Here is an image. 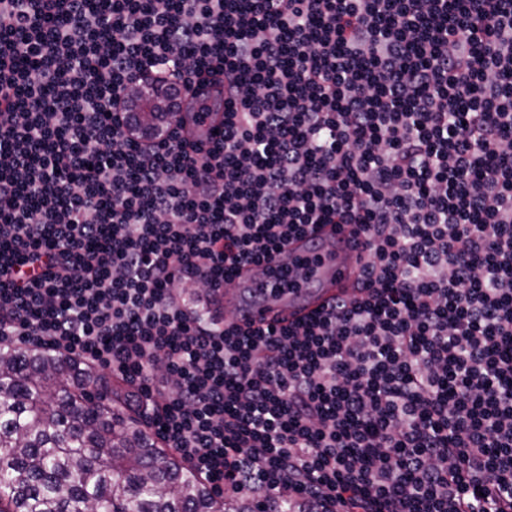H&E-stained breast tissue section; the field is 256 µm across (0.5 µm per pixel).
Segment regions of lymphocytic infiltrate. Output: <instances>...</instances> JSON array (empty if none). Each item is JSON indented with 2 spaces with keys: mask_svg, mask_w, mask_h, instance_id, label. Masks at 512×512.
<instances>
[{
  "mask_svg": "<svg viewBox=\"0 0 512 512\" xmlns=\"http://www.w3.org/2000/svg\"><path fill=\"white\" fill-rule=\"evenodd\" d=\"M151 72L224 88L221 135ZM324 224L354 296L218 298ZM108 370L216 489L512 512V0H0V343Z\"/></svg>",
  "mask_w": 512,
  "mask_h": 512,
  "instance_id": "lymphocytic-infiltrate-1",
  "label": "lymphocytic infiltrate"
}]
</instances>
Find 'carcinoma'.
<instances>
[{"label":"carcinoma","instance_id":"carcinoma-1","mask_svg":"<svg viewBox=\"0 0 512 512\" xmlns=\"http://www.w3.org/2000/svg\"><path fill=\"white\" fill-rule=\"evenodd\" d=\"M82 358L0 344V512H224Z\"/></svg>","mask_w":512,"mask_h":512}]
</instances>
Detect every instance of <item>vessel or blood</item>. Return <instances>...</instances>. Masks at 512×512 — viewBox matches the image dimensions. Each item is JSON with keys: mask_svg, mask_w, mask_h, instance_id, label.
Masks as SVG:
<instances>
[{"mask_svg": "<svg viewBox=\"0 0 512 512\" xmlns=\"http://www.w3.org/2000/svg\"><path fill=\"white\" fill-rule=\"evenodd\" d=\"M184 108L204 113L201 132L221 123L212 89L189 94ZM349 236V228L325 224L315 230L313 239L293 241L273 262L270 275L258 278L241 272L235 287L224 293L225 310L238 324L266 326L304 319L335 296L354 293L363 261L349 245ZM305 258L310 261L306 281L295 284L282 278V271Z\"/></svg>", "mask_w": 512, "mask_h": 512, "instance_id": "obj_1", "label": "vessel or blood"}]
</instances>
